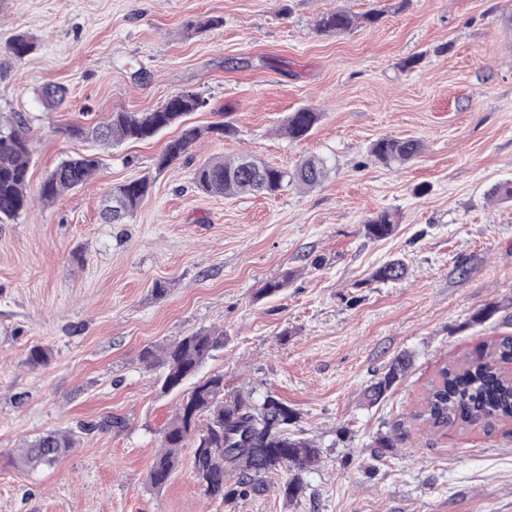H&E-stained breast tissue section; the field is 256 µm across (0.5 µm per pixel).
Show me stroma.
Masks as SVG:
<instances>
[{"label": "stroma", "instance_id": "obj_1", "mask_svg": "<svg viewBox=\"0 0 512 512\" xmlns=\"http://www.w3.org/2000/svg\"><path fill=\"white\" fill-rule=\"evenodd\" d=\"M375 5L0 0V45L17 32L37 44L0 53V114L31 129L30 191L63 159L100 160L90 185L0 223V512H512V421L436 433L413 418L444 365L512 336V203L488 197L512 179V0H386L377 22L315 30L324 12ZM209 17L218 26L192 28ZM47 84L67 88L60 108L42 104ZM188 90L208 101L188 117L203 135L164 170L177 128L114 148L59 133ZM302 107L321 117L295 142L279 129ZM222 123L233 135L213 133ZM383 136L424 149L385 167L369 156ZM242 154L288 169L319 154L332 169L309 191L196 188L199 165ZM147 174L131 221L102 223L105 196ZM383 209L398 212L397 231L367 237ZM394 258L405 278L373 281ZM287 270V288L260 296ZM214 329L224 347L202 375L223 374L231 394L275 393L318 450L298 499L275 476L234 504L206 501L187 447L162 489L148 482L179 396L160 391L142 351ZM35 346L50 354L37 369ZM402 353L411 369L368 405L367 386ZM111 416L125 428L97 429ZM49 431L72 433L74 448L24 465ZM384 435L393 446L374 458Z\"/></svg>", "mask_w": 512, "mask_h": 512}]
</instances>
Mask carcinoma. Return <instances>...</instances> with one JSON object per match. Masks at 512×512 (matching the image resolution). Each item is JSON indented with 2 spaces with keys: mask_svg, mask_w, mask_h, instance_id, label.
I'll use <instances>...</instances> for the list:
<instances>
[{
  "mask_svg": "<svg viewBox=\"0 0 512 512\" xmlns=\"http://www.w3.org/2000/svg\"><path fill=\"white\" fill-rule=\"evenodd\" d=\"M358 17L336 9L315 21L321 35L350 31ZM36 44L23 33L6 41L5 51L23 58ZM42 100L49 107L61 103L65 90L59 86L43 87ZM207 106V100L194 92H180L168 97L151 112L138 114L111 112L90 129L80 125L62 128L68 138L93 139L103 145L119 146L131 140L150 139L167 128L180 124V133L167 142L157 169L162 170L183 157L201 137L202 130L186 122V116ZM320 113L305 107L288 115L285 133L300 141L309 136ZM422 149L417 139L383 136L370 146L369 155L386 167L402 165ZM31 156L30 129L25 118L14 113L0 124V221L12 220L27 212L31 204L28 172ZM98 167L93 156L61 161L41 182L39 197L51 202L62 192L88 183ZM328 170L327 159L309 156L293 169L259 161L248 155L208 161L194 172L197 189L226 197L273 195L289 184L304 189L319 186ZM151 178L131 180L112 192L103 202L101 217L109 224H126L148 198ZM395 213L383 209L365 222L367 236L385 239L395 231ZM405 264L392 259L377 268L374 279L397 280L405 275ZM224 347V332L200 331L178 339L160 350L147 348L142 360L149 368H161L157 379L161 390H181L171 421L162 433L159 451L148 474L149 484L164 487L179 463V452L192 445V469L202 494L211 500L228 503L253 492L264 490L266 478L285 475L278 491L292 500L303 490L302 473L317 458L310 441L297 436L290 427L297 412L271 394L256 402L240 394L229 398L224 393V375L211 374L184 390V382L193 377L213 352ZM412 355L403 353L365 390L369 404L380 402L409 370ZM415 418L432 431L451 427L465 429L481 426L490 433L498 423L512 420V337L493 340L461 362L440 370L422 399ZM74 446L69 432L50 431L37 438L26 454L28 462L50 465Z\"/></svg>",
  "mask_w": 512,
  "mask_h": 512,
  "instance_id": "carcinoma-1",
  "label": "carcinoma"
}]
</instances>
